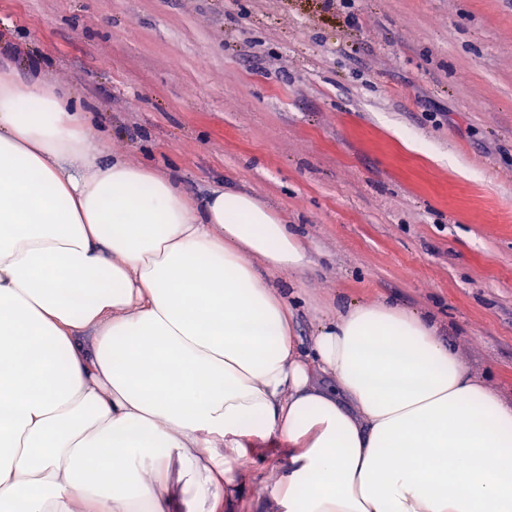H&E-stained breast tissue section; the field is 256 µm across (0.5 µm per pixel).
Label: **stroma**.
<instances>
[{"instance_id":"stroma-1","label":"stroma","mask_w":512,"mask_h":512,"mask_svg":"<svg viewBox=\"0 0 512 512\" xmlns=\"http://www.w3.org/2000/svg\"><path fill=\"white\" fill-rule=\"evenodd\" d=\"M0 0V44L114 153L263 196L312 244L297 329L352 302L427 314L512 402V0ZM267 452L240 473L263 512Z\"/></svg>"}]
</instances>
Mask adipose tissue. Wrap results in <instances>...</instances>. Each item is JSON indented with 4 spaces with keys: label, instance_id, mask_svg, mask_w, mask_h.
Returning a JSON list of instances; mask_svg holds the SVG:
<instances>
[{
    "label": "adipose tissue",
    "instance_id": "1",
    "mask_svg": "<svg viewBox=\"0 0 512 512\" xmlns=\"http://www.w3.org/2000/svg\"><path fill=\"white\" fill-rule=\"evenodd\" d=\"M308 261L266 200L189 196L0 66V512H247L261 445L267 512H512V402L393 302L302 339L263 273ZM274 448L254 454L246 468L239 474L240 483H243L244 499L251 506L250 511H265L266 487L277 478V472L272 470L268 463V456Z\"/></svg>",
    "mask_w": 512,
    "mask_h": 512
}]
</instances>
